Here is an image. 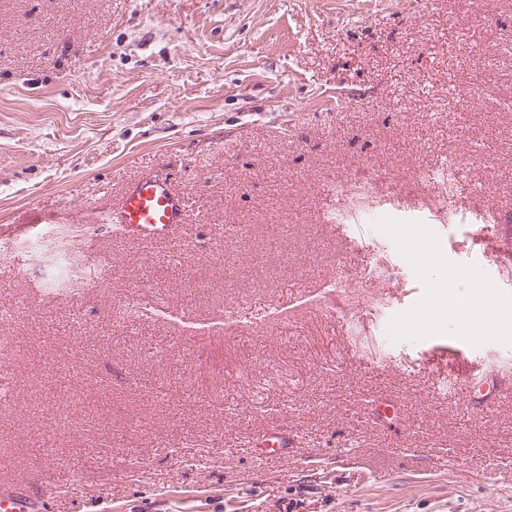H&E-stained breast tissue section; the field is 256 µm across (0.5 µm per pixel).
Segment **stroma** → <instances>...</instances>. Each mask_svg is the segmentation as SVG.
Listing matches in <instances>:
<instances>
[{
  "label": "stroma",
  "instance_id": "stroma-1",
  "mask_svg": "<svg viewBox=\"0 0 512 512\" xmlns=\"http://www.w3.org/2000/svg\"><path fill=\"white\" fill-rule=\"evenodd\" d=\"M510 33L512 0H0V484L46 512H512V397L445 388L512 389V328L416 323L450 291L404 242L512 310ZM362 172L379 192L336 199ZM149 174L189 201L175 241L108 220ZM83 255L97 284L57 289ZM411 252L420 260L422 266L427 272H433L438 269L447 270L442 257L425 246L422 240L418 238H408Z\"/></svg>",
  "mask_w": 512,
  "mask_h": 512
}]
</instances>
